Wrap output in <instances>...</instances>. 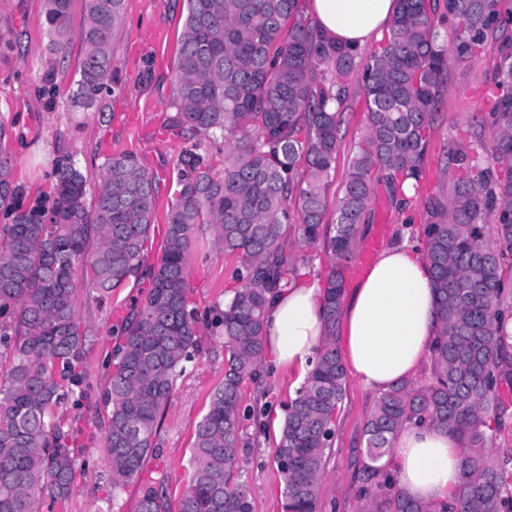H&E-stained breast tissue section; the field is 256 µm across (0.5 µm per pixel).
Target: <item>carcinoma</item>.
<instances>
[{"label": "carcinoma", "mask_w": 512, "mask_h": 512, "mask_svg": "<svg viewBox=\"0 0 512 512\" xmlns=\"http://www.w3.org/2000/svg\"><path fill=\"white\" fill-rule=\"evenodd\" d=\"M185 32L172 76L173 128L191 147L177 168L160 262L149 290L112 326L115 339L101 401L82 386L85 331L76 311V273L102 299L127 284L144 260L155 219L157 181L132 154L107 159L97 189L61 158L51 204L22 208L8 132L0 125V347L11 353L0 384V512H40L72 492L91 436L83 411L102 405L112 497L142 471L156 447L158 419L176 377L199 349L202 328L224 348V379L198 424L190 486L177 512H253L240 481L252 447L242 411L243 385L263 399L264 317L268 295L300 276V251L320 247L325 337L286 407L274 464L285 512H319L324 466L346 395L336 347L345 269L357 251L375 185L407 203L419 193L426 154L440 121L453 58L498 43L485 79V111L448 148V194L426 200L419 227L437 292L438 330L429 374L377 398L363 428L368 463L360 496L367 512H512V448L491 443L512 430V0H398L389 30L360 72L366 130L352 158L336 220L324 223L331 170L341 139V103L357 72V49L330 40L309 19L305 0H186ZM124 0H86L78 32L85 47L76 97L97 101L112 76V41ZM71 0H48L56 51L71 35ZM451 25V45L438 24ZM490 132L487 156L467 141ZM224 145L217 173L204 141ZM493 223H487V220ZM215 248L238 257L224 308L199 311L190 299L188 252L198 227ZM417 420L454 432L468 455L451 501L408 498L378 462L392 436ZM137 512H172L161 483L142 486Z\"/></svg>", "instance_id": "obj_1"}]
</instances>
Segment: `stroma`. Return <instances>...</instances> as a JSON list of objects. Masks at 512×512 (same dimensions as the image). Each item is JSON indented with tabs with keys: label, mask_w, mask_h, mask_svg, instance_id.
Here are the masks:
<instances>
[{
	"label": "stroma",
	"mask_w": 512,
	"mask_h": 512,
	"mask_svg": "<svg viewBox=\"0 0 512 512\" xmlns=\"http://www.w3.org/2000/svg\"><path fill=\"white\" fill-rule=\"evenodd\" d=\"M47 0H0V124L9 132L7 150L13 178L24 205L53 198L54 172L63 156L96 180L107 158L137 156L159 177L155 230L145 252L146 264L160 257L165 241L168 205L176 190L168 177L188 143L171 125V78L178 59L186 17L185 0H125L123 16L112 42V78L94 106L75 98L83 47L78 38L86 15L85 0H71L72 36L62 51H51L46 23ZM497 60L494 42L481 53L456 62L448 72V91L440 103L442 119L431 137L426 157L429 173L421 195L405 209L392 203L385 185H377L376 201L361 225V241L378 230L394 240L404 216L425 221L424 197L448 186L446 156L473 116L484 107L482 88ZM340 110L342 140L331 173L329 199H336L351 157L364 136L366 100L358 77H350ZM212 231L203 227L193 237L189 258L191 294L199 310L224 305L231 296L239 261L214 249ZM148 278L116 289L104 301L79 289L78 314L87 328L84 369L92 397H99L108 376L106 359L112 349V324L140 298ZM224 378V351L218 339L205 337L202 348L179 376L168 407L160 418L157 448L145 469L119 496H112L104 438L86 448L85 466L77 472V488L53 512H136L143 483L165 482L171 502H178L191 478V453L196 427L207 414L210 395ZM376 400L355 378H348L338 430L325 466L322 512H363L357 471L365 460L362 429ZM255 436L248 449L242 479L253 512H282L283 485L275 469L273 429L249 421Z\"/></svg>",
	"instance_id": "1"
}]
</instances>
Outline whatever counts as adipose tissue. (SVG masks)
<instances>
[{"mask_svg": "<svg viewBox=\"0 0 512 512\" xmlns=\"http://www.w3.org/2000/svg\"><path fill=\"white\" fill-rule=\"evenodd\" d=\"M309 11L331 39L359 47L382 37L397 0H310ZM432 281L421 243L405 230L349 292L339 342L344 364L364 388L380 395L423 371L438 328ZM323 330L321 279L282 288L265 319L270 361L305 377ZM389 460L397 486L412 499L437 504L460 488L464 450L448 429L405 423L392 439Z\"/></svg>", "mask_w": 512, "mask_h": 512, "instance_id": "1", "label": "adipose tissue"}]
</instances>
